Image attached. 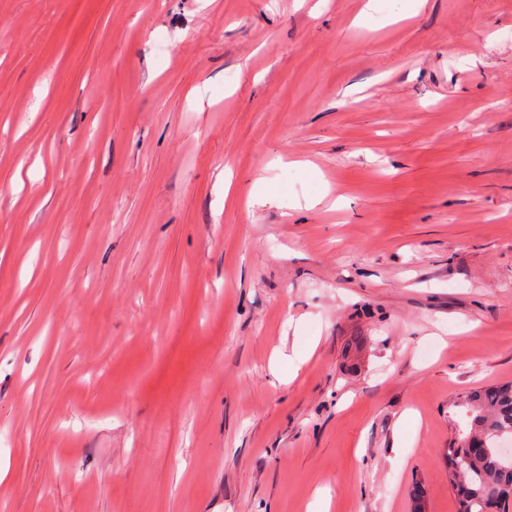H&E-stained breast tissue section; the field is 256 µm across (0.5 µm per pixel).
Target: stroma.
Listing matches in <instances>:
<instances>
[{
	"mask_svg": "<svg viewBox=\"0 0 512 512\" xmlns=\"http://www.w3.org/2000/svg\"><path fill=\"white\" fill-rule=\"evenodd\" d=\"M0 0V512H457L512 382V0ZM459 406L467 408L466 430L457 423V434L441 452L458 512L509 511L512 455H504L501 448L512 439V385L468 393L454 405ZM467 437L482 438L484 449L466 448Z\"/></svg>",
	"mask_w": 512,
	"mask_h": 512,
	"instance_id": "1",
	"label": "stroma"
}]
</instances>
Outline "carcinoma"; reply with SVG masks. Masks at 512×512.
Returning a JSON list of instances; mask_svg holds the SVG:
<instances>
[{"instance_id":"cac0c4a2","label":"carcinoma","mask_w":512,"mask_h":512,"mask_svg":"<svg viewBox=\"0 0 512 512\" xmlns=\"http://www.w3.org/2000/svg\"><path fill=\"white\" fill-rule=\"evenodd\" d=\"M466 428L442 449L458 512H508L512 506V385L490 386L461 397Z\"/></svg>"}]
</instances>
